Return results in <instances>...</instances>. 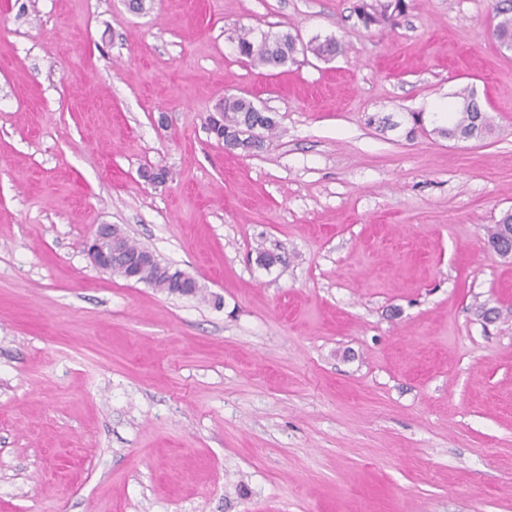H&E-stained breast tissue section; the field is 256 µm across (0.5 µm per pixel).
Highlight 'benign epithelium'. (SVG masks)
<instances>
[{
  "label": "benign epithelium",
  "instance_id": "obj_1",
  "mask_svg": "<svg viewBox=\"0 0 512 512\" xmlns=\"http://www.w3.org/2000/svg\"><path fill=\"white\" fill-rule=\"evenodd\" d=\"M125 234L115 224H100L91 239L86 243L87 255L98 269L112 272L121 270L124 278L137 280L141 269L152 263H159L157 256L150 250L142 248L134 254L126 253L123 242ZM199 288L192 276L182 273L175 278V293L191 295Z\"/></svg>",
  "mask_w": 512,
  "mask_h": 512
}]
</instances>
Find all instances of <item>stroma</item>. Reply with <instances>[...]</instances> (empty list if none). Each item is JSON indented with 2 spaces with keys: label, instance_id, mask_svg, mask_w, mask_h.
Listing matches in <instances>:
<instances>
[{
  "label": "stroma",
  "instance_id": "obj_1",
  "mask_svg": "<svg viewBox=\"0 0 512 512\" xmlns=\"http://www.w3.org/2000/svg\"><path fill=\"white\" fill-rule=\"evenodd\" d=\"M355 2L0 0V512H512V51L496 0ZM466 87L492 134L438 135ZM100 224L199 292L95 268ZM356 7V14L366 29L393 25L398 16L408 7L405 0L367 1L362 0ZM236 48L254 66L278 67L296 62L297 38L290 33H263L258 40L252 29H243L236 36ZM256 105L252 100L245 97H237L233 95L225 96L219 103L217 113L210 115V121L218 122L219 126L224 125V142L228 139L240 141L249 148L247 152L239 149L236 142L224 145L228 151L240 150L243 153H250L261 147L264 136L260 137L257 130H264L267 133H273L276 129L274 118L261 108L262 112H256ZM222 112V114L220 113ZM220 118V120L218 119ZM248 142V143H247Z\"/></svg>",
  "mask_w": 512,
  "mask_h": 512
}]
</instances>
